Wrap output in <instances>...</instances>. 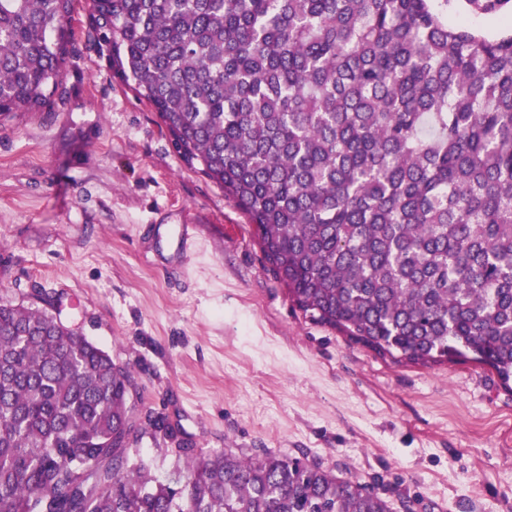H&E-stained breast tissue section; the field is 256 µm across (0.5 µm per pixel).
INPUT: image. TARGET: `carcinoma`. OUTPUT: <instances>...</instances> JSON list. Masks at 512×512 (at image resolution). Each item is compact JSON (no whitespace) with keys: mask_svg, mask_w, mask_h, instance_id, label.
Returning <instances> with one entry per match:
<instances>
[{"mask_svg":"<svg viewBox=\"0 0 512 512\" xmlns=\"http://www.w3.org/2000/svg\"><path fill=\"white\" fill-rule=\"evenodd\" d=\"M448 2L97 0L88 36L255 224L306 317L507 386L512 34L450 25ZM72 12L0 0V115L51 106ZM48 305L0 301V512H379V492L306 454L196 456ZM147 433L175 443L165 483L134 449Z\"/></svg>","mask_w":512,"mask_h":512,"instance_id":"carcinoma-1","label":"carcinoma"}]
</instances>
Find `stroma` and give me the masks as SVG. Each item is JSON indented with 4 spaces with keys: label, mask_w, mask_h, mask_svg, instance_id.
Segmentation results:
<instances>
[{
    "label": "stroma",
    "mask_w": 512,
    "mask_h": 512,
    "mask_svg": "<svg viewBox=\"0 0 512 512\" xmlns=\"http://www.w3.org/2000/svg\"><path fill=\"white\" fill-rule=\"evenodd\" d=\"M88 10L76 0L52 108L0 116V299L50 292L133 372L136 410L199 456L305 451L385 488L391 512H512V390L487 366L395 359L305 317L254 224L90 44Z\"/></svg>",
    "instance_id": "stroma-1"
}]
</instances>
